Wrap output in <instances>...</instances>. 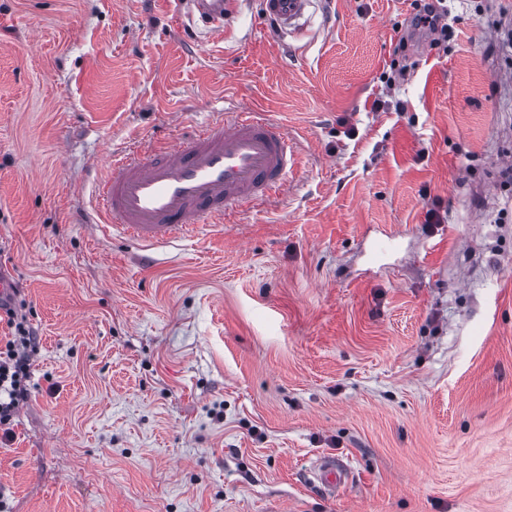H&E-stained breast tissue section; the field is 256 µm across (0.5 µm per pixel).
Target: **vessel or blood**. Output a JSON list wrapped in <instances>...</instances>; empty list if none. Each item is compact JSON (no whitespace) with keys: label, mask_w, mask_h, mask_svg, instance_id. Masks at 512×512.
<instances>
[{"label":"vessel or blood","mask_w":512,"mask_h":512,"mask_svg":"<svg viewBox=\"0 0 512 512\" xmlns=\"http://www.w3.org/2000/svg\"><path fill=\"white\" fill-rule=\"evenodd\" d=\"M209 24L224 25V0H194ZM309 0H262L265 15L291 30ZM296 145L263 112H232L175 144L151 148L145 158L111 161L100 180L104 213L141 247L192 237L201 225L222 224L228 210L259 204L287 190ZM320 481L335 491L346 469L335 457L319 459Z\"/></svg>","instance_id":"1"}]
</instances>
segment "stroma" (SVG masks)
<instances>
[{
    "mask_svg": "<svg viewBox=\"0 0 512 512\" xmlns=\"http://www.w3.org/2000/svg\"><path fill=\"white\" fill-rule=\"evenodd\" d=\"M411 3L311 0L283 37L261 0L219 31L0 0V270L39 337L5 512H512V0L415 33L390 93ZM237 104L297 144L282 196L147 252L98 223L113 156ZM320 481L323 490L334 492L346 481V468L336 462V457L325 455L319 458Z\"/></svg>",
    "mask_w": 512,
    "mask_h": 512,
    "instance_id": "stroma-1",
    "label": "stroma"
}]
</instances>
